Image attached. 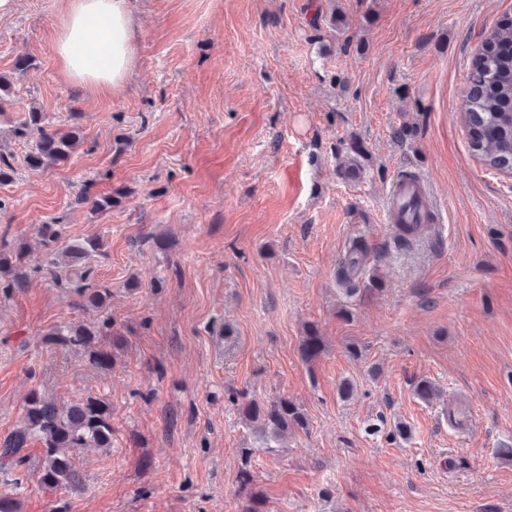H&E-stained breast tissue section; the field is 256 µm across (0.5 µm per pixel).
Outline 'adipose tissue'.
Here are the masks:
<instances>
[{
    "label": "adipose tissue",
    "mask_w": 512,
    "mask_h": 512,
    "mask_svg": "<svg viewBox=\"0 0 512 512\" xmlns=\"http://www.w3.org/2000/svg\"><path fill=\"white\" fill-rule=\"evenodd\" d=\"M55 57L89 92L119 90L134 62L128 0H69Z\"/></svg>",
    "instance_id": "1"
}]
</instances>
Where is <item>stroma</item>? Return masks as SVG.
Returning a JSON list of instances; mask_svg holds the SVG:
<instances>
[{"mask_svg": "<svg viewBox=\"0 0 512 512\" xmlns=\"http://www.w3.org/2000/svg\"><path fill=\"white\" fill-rule=\"evenodd\" d=\"M128 2L136 64L95 96L55 58L66 0H16L0 18V150L16 168L0 236L29 244L32 270L0 299V441L31 390L111 404L112 449L79 451L70 512H243L252 493L263 512H512L498 453L512 444V175L472 156L461 118L480 33L512 0ZM32 107L81 131L48 169L6 136ZM353 141L366 155L347 178L336 152ZM411 170L439 215L404 244L384 208ZM88 182L111 208L77 204ZM57 220L65 241L105 243L96 277L124 338L102 341L111 369L44 342L98 319L38 270V227ZM356 238L369 254L350 295L337 273ZM311 324L325 349L308 363ZM422 378L437 399L416 397ZM240 392L295 401L307 429L258 451L228 399ZM38 454L0 472L23 512L58 498Z\"/></svg>", "mask_w": 512, "mask_h": 512, "instance_id": "35a3bbf8", "label": "stroma"}]
</instances>
